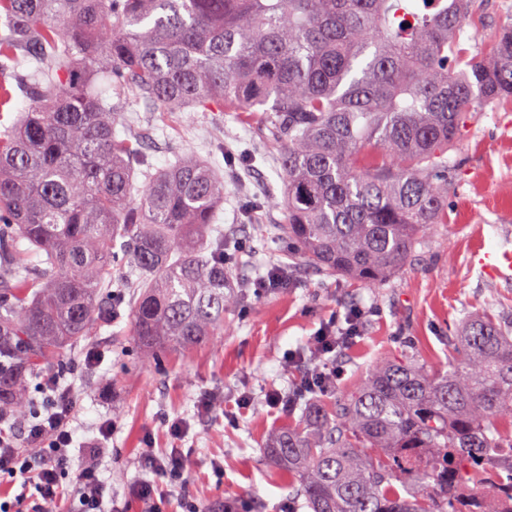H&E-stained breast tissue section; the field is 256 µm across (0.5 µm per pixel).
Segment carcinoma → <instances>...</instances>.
<instances>
[{
  "instance_id": "1",
  "label": "carcinoma",
  "mask_w": 512,
  "mask_h": 512,
  "mask_svg": "<svg viewBox=\"0 0 512 512\" xmlns=\"http://www.w3.org/2000/svg\"><path fill=\"white\" fill-rule=\"evenodd\" d=\"M474 0H0V404L34 412L30 379L131 307L146 349L224 332L245 288L212 238L224 180L175 155L153 170L112 127L133 101L245 112L280 148L288 252L369 285L446 223L448 149L512 100V16L488 56L460 35ZM144 177L143 186L136 185ZM134 265L136 278L112 279ZM448 371L378 363L266 451L286 512H512V324L465 323ZM402 478L406 495L392 480Z\"/></svg>"
}]
</instances>
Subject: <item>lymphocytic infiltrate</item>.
<instances>
[{"label": "lymphocytic infiltrate", "instance_id": "lymphocytic-infiltrate-1", "mask_svg": "<svg viewBox=\"0 0 512 512\" xmlns=\"http://www.w3.org/2000/svg\"><path fill=\"white\" fill-rule=\"evenodd\" d=\"M47 390L48 408L26 420L22 437L0 433V483L22 480L23 490L13 501H1L0 512H44V504L57 501L63 494L62 480H69L77 502L76 512H105V483L100 477L99 459L115 429L113 422L99 425L98 437L87 446L81 461H73L70 449L75 432L76 399L60 374L42 380ZM141 464L153 478L141 484L138 495L149 512H161L154 479L173 484L187 480L185 461L178 450L159 456L145 452Z\"/></svg>", "mask_w": 512, "mask_h": 512}]
</instances>
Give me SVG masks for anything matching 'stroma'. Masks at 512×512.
<instances>
[{
  "instance_id": "stroma-1",
  "label": "stroma",
  "mask_w": 512,
  "mask_h": 512,
  "mask_svg": "<svg viewBox=\"0 0 512 512\" xmlns=\"http://www.w3.org/2000/svg\"><path fill=\"white\" fill-rule=\"evenodd\" d=\"M511 14L512 0H477L464 27V46L483 52ZM113 132L120 139L147 134L154 169L167 167L179 152L220 171L224 205L215 226L230 269L250 291L244 304L225 315L218 343L140 349L124 304L110 322L97 324L91 336L66 346L57 362L42 366L45 374L62 372L77 394L74 458H81L83 442L96 437L100 419L116 422L100 471L107 481L104 500L120 512H147L135 489L152 478L140 466L149 448H178L186 457L187 486L159 483L165 512H182L188 496L201 512H224L228 501L236 512H284L288 483L263 449L300 413L269 406L266 395L299 388L310 371L326 363L314 338L331 316L354 308L365 313L359 337L336 355L332 399L358 387L378 362L405 350L430 368H447L458 353L453 338L468 316L492 313L512 320V279L474 260L475 253L512 247V102L483 104L448 153L453 186L447 223L426 234L417 261L375 287L300 270L287 289L252 293L269 265L289 263L285 216L265 205L282 191L283 168L260 123L238 112H147L135 103ZM90 350L103 357L94 369L84 364ZM206 391L219 402L201 412L197 401ZM176 418L189 423L179 439L169 432Z\"/></svg>"
}]
</instances>
